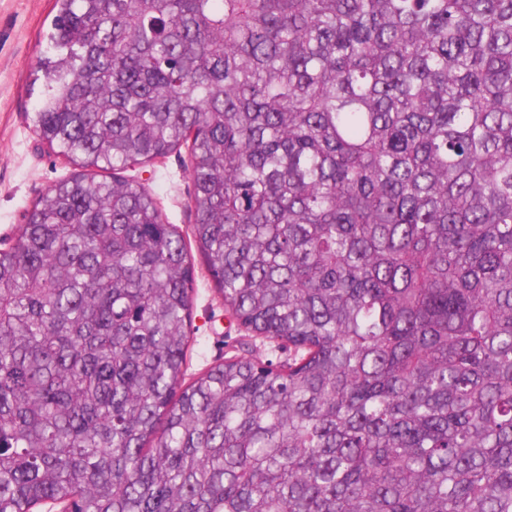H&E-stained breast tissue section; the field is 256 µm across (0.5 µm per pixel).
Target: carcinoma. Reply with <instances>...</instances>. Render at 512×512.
<instances>
[{"label": "carcinoma", "mask_w": 512, "mask_h": 512, "mask_svg": "<svg viewBox=\"0 0 512 512\" xmlns=\"http://www.w3.org/2000/svg\"><path fill=\"white\" fill-rule=\"evenodd\" d=\"M0 249V512H512V0H55ZM186 145L225 311L119 171ZM189 151L186 146L162 160L150 164L136 165L120 173L152 189L159 202L162 217L175 224L186 242L190 243V254L194 277L192 293V325L187 350L186 383L210 366L224 361L225 357L241 355L256 350L263 362L277 365L288 357V349L262 345L236 327L228 328L224 301L218 294L215 283L207 271L201 254L197 251L190 225L194 222L192 185L188 175Z\"/></svg>", "instance_id": "obj_1"}]
</instances>
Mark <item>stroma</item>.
I'll list each match as a JSON object with an SVG mask.
<instances>
[{
  "label": "stroma",
  "mask_w": 512,
  "mask_h": 512,
  "mask_svg": "<svg viewBox=\"0 0 512 512\" xmlns=\"http://www.w3.org/2000/svg\"><path fill=\"white\" fill-rule=\"evenodd\" d=\"M55 0H0V243H10L26 209L72 167L42 145L25 118L43 94L37 81L39 57L49 48ZM189 151L128 168L127 178L152 189L162 217L189 235L194 222ZM194 277L187 375L195 377L224 358L254 350L263 362L279 363L287 350L262 343L231 327L199 252L191 254Z\"/></svg>",
  "instance_id": "stroma-1"
}]
</instances>
